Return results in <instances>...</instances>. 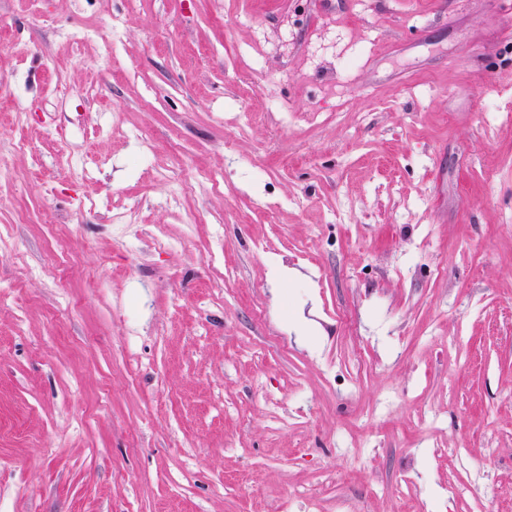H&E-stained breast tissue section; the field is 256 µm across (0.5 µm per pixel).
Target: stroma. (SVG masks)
<instances>
[{"instance_id":"obj_1","label":"stroma","mask_w":512,"mask_h":512,"mask_svg":"<svg viewBox=\"0 0 512 512\" xmlns=\"http://www.w3.org/2000/svg\"><path fill=\"white\" fill-rule=\"evenodd\" d=\"M0 74V512H512V0H0Z\"/></svg>"}]
</instances>
